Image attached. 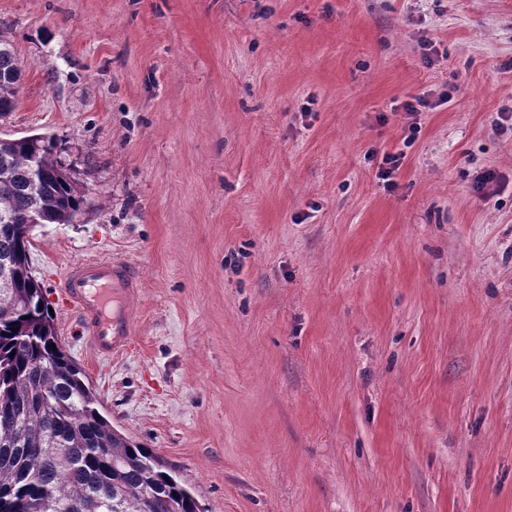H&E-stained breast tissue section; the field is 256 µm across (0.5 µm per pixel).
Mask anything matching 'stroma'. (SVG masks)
Listing matches in <instances>:
<instances>
[{"label":"stroma","instance_id":"1","mask_svg":"<svg viewBox=\"0 0 512 512\" xmlns=\"http://www.w3.org/2000/svg\"><path fill=\"white\" fill-rule=\"evenodd\" d=\"M0 36V138L86 198L31 235L58 336L204 512H512V0H0ZM112 257L105 360L58 293ZM20 72L12 44L0 39V117L13 112L17 105ZM61 298L78 314L99 357L114 358L131 349L141 277L128 262L114 258L74 264L63 279Z\"/></svg>","mask_w":512,"mask_h":512}]
</instances>
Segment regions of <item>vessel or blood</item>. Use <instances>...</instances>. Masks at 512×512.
<instances>
[{"label":"vessel or blood","instance_id":"b4317fda","mask_svg":"<svg viewBox=\"0 0 512 512\" xmlns=\"http://www.w3.org/2000/svg\"><path fill=\"white\" fill-rule=\"evenodd\" d=\"M61 298L78 314L99 357H115L131 349L141 277L128 262L95 259L74 264L63 279Z\"/></svg>","mask_w":512,"mask_h":512}]
</instances>
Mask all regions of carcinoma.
<instances>
[{
  "label": "carcinoma",
  "mask_w": 512,
  "mask_h": 512,
  "mask_svg": "<svg viewBox=\"0 0 512 512\" xmlns=\"http://www.w3.org/2000/svg\"><path fill=\"white\" fill-rule=\"evenodd\" d=\"M20 72L0 39V117ZM52 138H0V512H203L154 449L112 425L63 346L30 261V211L71 224L85 204Z\"/></svg>",
  "instance_id": "obj_1"
}]
</instances>
